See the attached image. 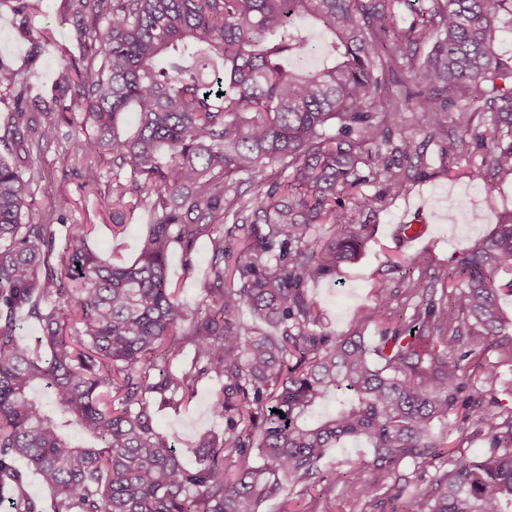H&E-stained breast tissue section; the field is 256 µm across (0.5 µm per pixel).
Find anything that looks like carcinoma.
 <instances>
[{
	"mask_svg": "<svg viewBox=\"0 0 512 512\" xmlns=\"http://www.w3.org/2000/svg\"><path fill=\"white\" fill-rule=\"evenodd\" d=\"M89 41L66 110L79 120L81 155L112 165V231L133 213L150 219L139 256L111 262L85 226L54 246L55 215L25 224L35 172L0 153V505L41 512L25 490L22 461L53 493L52 512H259L281 500L301 507L321 478L327 449L364 440L373 457L352 468L425 467L450 454L457 409L477 406L500 381L481 384L465 361L491 345L512 347L502 306L512 293V213L467 247L438 291L423 284L429 260L405 265L410 320L374 344L335 336L309 295L368 242L344 195L383 168L402 190L407 169L383 149L414 157L384 125L406 113L440 131L435 115L487 84L495 145L485 171L512 177V0H70ZM413 14L398 26L400 12ZM329 37L321 66H291L305 48V21ZM132 112L133 130L122 123ZM39 139L56 113L41 111ZM472 113L454 116L459 138ZM248 188L268 189L247 196ZM211 245L200 308L188 312L167 274L175 245ZM247 309L250 321L241 318ZM24 311L42 328L43 356L16 333ZM190 368L170 370L185 348ZM224 384L210 411L224 432L177 451L154 406L193 397L201 378ZM330 414H319L327 397ZM490 447L455 461L431 489L393 488L387 512H512V406L475 420ZM350 498L375 489L345 479ZM291 487L295 492L288 493Z\"/></svg>",
	"mask_w": 512,
	"mask_h": 512,
	"instance_id": "cac0c4a2",
	"label": "carcinoma"
}]
</instances>
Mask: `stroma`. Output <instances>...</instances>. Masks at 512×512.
<instances>
[{
  "instance_id": "obj_1",
  "label": "stroma",
  "mask_w": 512,
  "mask_h": 512,
  "mask_svg": "<svg viewBox=\"0 0 512 512\" xmlns=\"http://www.w3.org/2000/svg\"><path fill=\"white\" fill-rule=\"evenodd\" d=\"M76 28L68 0H40L38 10L23 12L16 11L12 0H0V65L19 72L24 83L22 91H0V147L19 138L32 145L24 159L25 167L38 174L31 188L30 219H38L47 211L60 215L61 223L54 226L59 240L69 225H94L92 248L105 259L130 262L140 252L146 219L133 220L124 233L113 234L108 165L99 158L86 161L72 157L82 133L75 120L63 117L70 95L60 86V74L65 67H80L87 61L88 47L77 36ZM21 94L60 113L54 139L40 141L39 110H29L25 121L17 120V97ZM456 104L472 112L473 129L482 134V142L458 145L450 111L439 113L444 130L437 135L408 121L403 129L390 132L392 141L405 138L417 148L408 190L395 191L379 171L359 191L347 196L346 206L355 223L365 225L369 241L355 263L309 288L334 334L348 336L358 331L368 341H376L386 328L396 324L402 311L403 291L408 286L402 264L413 255L423 254L435 273H446L463 249L488 235L502 217L512 213V180L469 177L493 142L483 98L471 93L457 99ZM90 166L98 171L97 180L92 182L86 176ZM404 224L422 228L415 244H404L400 232ZM209 259L210 246L203 239L188 251L175 246L168 256L169 276L189 309H196L203 296ZM362 314L367 316V323H359ZM216 386L213 378H202L188 406L158 412L159 430L176 447H189L204 432L223 431V420L209 410L210 393ZM447 468L442 457L424 471L407 459L393 471L361 469L354 477L360 483L375 485L378 496L383 497L398 481L406 480L417 490H425L433 476Z\"/></svg>"
}]
</instances>
